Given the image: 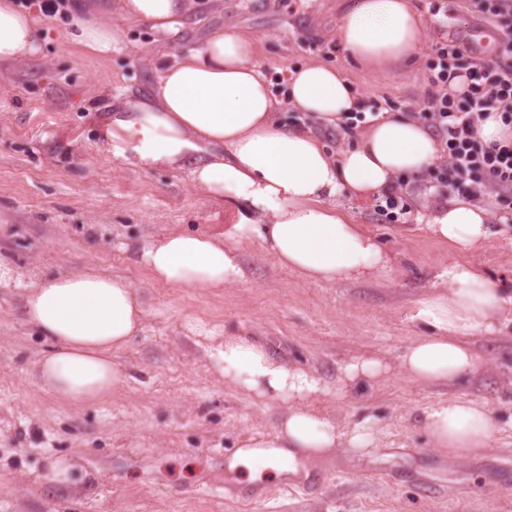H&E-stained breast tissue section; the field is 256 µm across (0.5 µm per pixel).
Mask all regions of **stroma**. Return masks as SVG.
Wrapping results in <instances>:
<instances>
[{
  "instance_id": "35a3bbf8",
  "label": "stroma",
  "mask_w": 512,
  "mask_h": 512,
  "mask_svg": "<svg viewBox=\"0 0 512 512\" xmlns=\"http://www.w3.org/2000/svg\"><path fill=\"white\" fill-rule=\"evenodd\" d=\"M349 0H198L196 18L163 37L144 22L122 25L111 57L84 53L71 22L42 21L39 57L0 67V261L24 274L76 272L88 264L138 286L142 330L112 359L129 379L108 401L84 409L55 402L36 386L43 348L22 317L16 289L0 286V512H512V324L470 333L477 372L419 385L393 373L339 401L315 406L347 425L365 423L375 450L348 448L333 459L248 483L227 468L224 450L270 432L281 410L225 385L210 369L199 320L217 333L245 335L288 365L315 370L335 387L353 357L396 362L422 332L418 303L431 273L462 256L429 237L415 212L439 204L398 179L407 211L391 221L379 196L342 206L393 255L388 277L315 284L278 266L259 241L237 243L249 282L220 291L170 288L139 264L143 242L172 232L221 235L229 207L210 200L187 172L143 170L115 158L104 137L112 99L153 89L164 57L193 49L234 25L254 45V60L275 94L311 62L335 66L369 112H421L435 87L430 64L442 43L463 36L478 15L470 0H415L425 38L405 67L370 71L342 52L337 21ZM282 124L317 128L308 114L278 105ZM330 155L355 145L356 133L320 129ZM501 235L476 261L494 282L512 281V210L484 203ZM452 398L487 402L496 428L490 451L465 463L429 448L421 417ZM75 461L82 481L50 482L49 463ZM323 474L315 488L307 483ZM300 494L265 500L280 482Z\"/></svg>"
}]
</instances>
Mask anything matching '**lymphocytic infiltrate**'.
I'll return each instance as SVG.
<instances>
[{
    "instance_id": "f902f5d3",
    "label": "lymphocytic infiltrate",
    "mask_w": 512,
    "mask_h": 512,
    "mask_svg": "<svg viewBox=\"0 0 512 512\" xmlns=\"http://www.w3.org/2000/svg\"><path fill=\"white\" fill-rule=\"evenodd\" d=\"M480 15L499 34L496 63L467 57L458 42L437 50L432 62L436 93L423 115L444 143L449 167L440 184L479 200L512 189V140L483 143L481 122L497 115L512 128V0H473Z\"/></svg>"
}]
</instances>
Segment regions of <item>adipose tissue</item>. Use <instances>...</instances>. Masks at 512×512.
<instances>
[{
	"label": "adipose tissue",
	"instance_id": "obj_1",
	"mask_svg": "<svg viewBox=\"0 0 512 512\" xmlns=\"http://www.w3.org/2000/svg\"><path fill=\"white\" fill-rule=\"evenodd\" d=\"M193 7L194 0H122L121 15L173 35ZM74 23L75 43L92 54L111 56L121 42L110 0H78ZM39 28L34 12L0 0V66L38 56ZM423 40L412 0H353L336 28L340 48L369 70L408 62ZM288 97L328 127L362 109L344 76L319 62L293 73ZM272 111L253 45L231 26L166 63L151 96L109 105L105 131L115 157L144 170L165 164L188 171L194 187L237 217L224 238L174 232L148 242L140 261L155 281L173 288L241 285L244 270L230 241L250 236L279 265L316 283L362 281L394 271L393 256L336 200L385 193L397 177L425 175L440 159L430 129L406 113L383 114L371 121L358 146L334 158L314 132L275 123ZM425 228L467 255L498 233L486 210L459 196L438 207ZM2 283L20 290L25 321L47 343L36 364L40 389L77 408L108 399L127 382L112 353L143 325L144 303L131 282L93 266L38 278L0 263ZM433 286L417 312L425 331L398 362L406 377L424 385L475 371L480 359L467 335L512 324V288L491 281L476 264L443 267ZM209 360L225 383L251 400L284 409L270 435L249 439L235 451L233 469L246 471L250 480H272L283 470L329 460L340 448H370L367 429L342 427L315 409L314 400L327 386L314 370L289 366L246 336L215 343ZM389 371L380 360L352 358L341 368L336 395L349 398L359 385ZM422 427L431 447L446 451L449 460L466 461L490 448L495 420L487 404L453 400L427 410Z\"/></svg>",
	"mask_w": 512,
	"mask_h": 512
}]
</instances>
